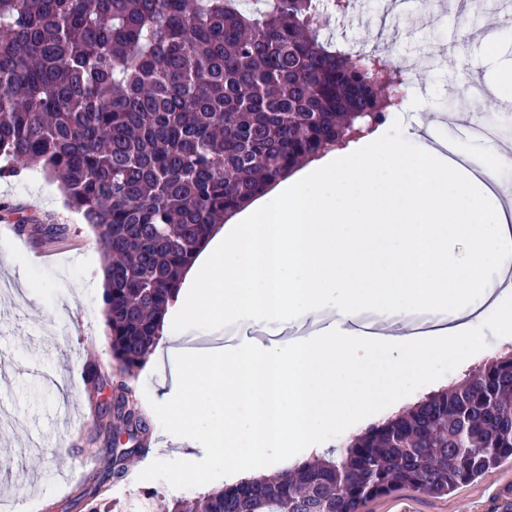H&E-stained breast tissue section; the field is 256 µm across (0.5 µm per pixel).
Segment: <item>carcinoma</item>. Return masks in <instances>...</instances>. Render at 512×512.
I'll return each mask as SVG.
<instances>
[{
  "label": "carcinoma",
  "instance_id": "obj_1",
  "mask_svg": "<svg viewBox=\"0 0 512 512\" xmlns=\"http://www.w3.org/2000/svg\"><path fill=\"white\" fill-rule=\"evenodd\" d=\"M0 0V156L35 166L97 235L120 374L140 370L186 267L224 217L300 163L381 124L397 86L374 50L321 37L317 0ZM35 242L57 224H22ZM95 424L105 479L142 451L121 393ZM512 458V353L372 424L331 457L176 500L164 512H362L401 488L444 496ZM88 512L107 502L81 492Z\"/></svg>",
  "mask_w": 512,
  "mask_h": 512
}]
</instances>
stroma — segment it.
<instances>
[{
    "label": "stroma",
    "instance_id": "obj_1",
    "mask_svg": "<svg viewBox=\"0 0 512 512\" xmlns=\"http://www.w3.org/2000/svg\"><path fill=\"white\" fill-rule=\"evenodd\" d=\"M331 22L325 38L347 49H378L386 58L414 64L421 54L431 63L414 72L415 93L403 106L405 117L424 118L444 112L448 99L466 116L495 113L493 102L457 97L460 72L472 79H490L500 64L512 62V33L503 34L498 57L482 50L479 38L496 9L489 0H443L434 10L393 0H350L346 11L334 10L332 0H320ZM50 219L66 234L39 245L19 231L20 219ZM15 260L6 280L24 286L41 282L50 303L33 298L17 302L15 294L0 293V512L41 506L42 512H84L75 500L78 488L95 489L103 481L101 467L74 485L62 482L68 460L90 458L94 428L90 389L84 376L95 360L106 377H113L103 314L101 275L103 254L92 228L70 208L55 182L38 168H23L0 178V255ZM172 358H149L131 378L133 399L148 414L149 453L131 457L128 479L106 493L112 512H128L136 493L150 494L155 504L198 496L223 482L220 464L202 451L185 458L161 451V433L170 425L172 398L168 377ZM512 503V459L445 497L407 488L366 504L364 512H503Z\"/></svg>",
    "mask_w": 512,
    "mask_h": 512
}]
</instances>
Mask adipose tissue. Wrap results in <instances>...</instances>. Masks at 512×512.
<instances>
[{"mask_svg": "<svg viewBox=\"0 0 512 512\" xmlns=\"http://www.w3.org/2000/svg\"><path fill=\"white\" fill-rule=\"evenodd\" d=\"M424 124L395 136H373L308 164L218 225L186 269L169 314L215 326L243 314L265 326L314 312L335 299L329 326L289 340L287 348L253 341L177 366L168 443L193 444L206 434L227 484L276 467L268 456L315 453L321 431L357 432L367 407L362 371L378 351L389 354L395 415L415 400L425 370L407 375L406 356H444L452 344L476 346L480 332L512 324V284L486 269L512 264L499 196L468 166L425 144ZM421 141L419 152L409 141ZM466 246L464 265L449 257ZM377 306L391 323L419 307L444 312V326L426 336L367 335L352 328L359 310ZM207 405L201 428L192 415Z\"/></svg>", "mask_w": 512, "mask_h": 512, "instance_id": "1", "label": "adipose tissue"}]
</instances>
